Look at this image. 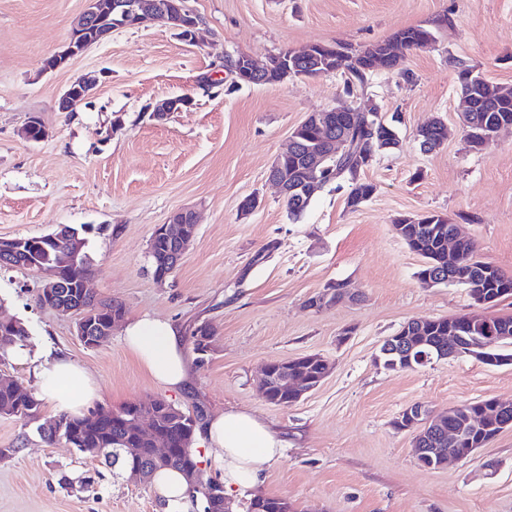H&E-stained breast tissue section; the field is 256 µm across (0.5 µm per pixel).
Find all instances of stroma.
<instances>
[{
  "label": "stroma",
  "instance_id": "obj_1",
  "mask_svg": "<svg viewBox=\"0 0 512 512\" xmlns=\"http://www.w3.org/2000/svg\"><path fill=\"white\" fill-rule=\"evenodd\" d=\"M199 20L189 43L171 26L119 28L103 42L44 71L69 39L86 0H0V238L39 237L58 225L79 229L93 259L91 290L118 299L126 319L148 314L175 323L183 337L207 324L206 358L188 352L187 389L158 386L114 330L98 347L75 334L76 317L42 307V274L0 270V316L22 321L26 346L42 345L86 368L106 408L160 397L205 415L245 409L284 440L257 493L295 512H512V428L465 460L421 467L411 432L394 428L406 407L435 410L490 397L512 400V365L473 358L404 371L377 355L411 319L465 313L512 315V297L478 306L455 284L426 287L421 258L394 230L395 218L434 212L473 239L480 255L512 277V128L490 149L469 147L458 110L460 65L512 86V0H187ZM422 26L434 40L378 69L357 98L346 70L283 83L233 87L228 55L258 62L311 44L351 50ZM95 74L94 94L76 111L58 99ZM187 95L190 108L163 122L144 107ZM353 102L399 118L400 143L364 172L373 196L360 207L347 192L319 188L292 220L268 168L309 113ZM48 139L27 140L31 117ZM122 119L114 130V119ZM442 119L448 138L422 152L416 131ZM260 205L245 214L242 200ZM183 208L198 232L165 283L153 275L149 242ZM334 281L347 299L320 309L310 297ZM317 353L333 369L298 403L278 407L258 388L268 362ZM0 512H166L151 484L48 441L36 423L0 415ZM71 483L64 486L60 475Z\"/></svg>",
  "mask_w": 512,
  "mask_h": 512
}]
</instances>
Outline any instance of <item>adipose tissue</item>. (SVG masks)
Here are the masks:
<instances>
[{
  "mask_svg": "<svg viewBox=\"0 0 512 512\" xmlns=\"http://www.w3.org/2000/svg\"><path fill=\"white\" fill-rule=\"evenodd\" d=\"M123 341L152 379L171 390L190 384L183 340L172 322L148 315L129 322ZM11 353L37 363V396L61 413L83 416L99 400V387L84 367L63 355L33 351L25 344ZM204 445L218 449L217 464L226 492L256 486L261 472L280 459L284 441L268 425L244 410L229 409L212 415L205 423Z\"/></svg>",
  "mask_w": 512,
  "mask_h": 512,
  "instance_id": "obj_1",
  "label": "adipose tissue"
}]
</instances>
